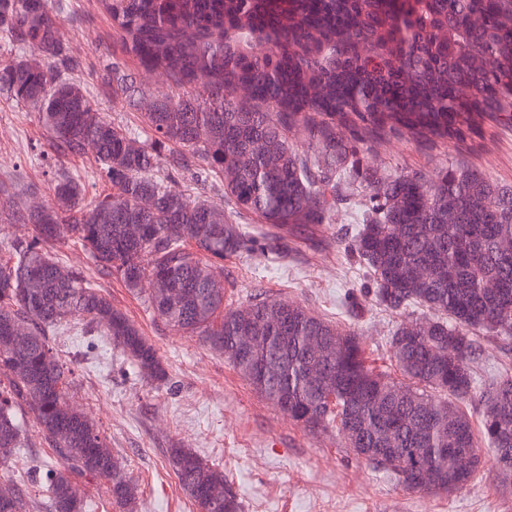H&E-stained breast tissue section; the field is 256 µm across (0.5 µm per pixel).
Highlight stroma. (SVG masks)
Returning a JSON list of instances; mask_svg holds the SVG:
<instances>
[{
    "label": "stroma",
    "mask_w": 512,
    "mask_h": 512,
    "mask_svg": "<svg viewBox=\"0 0 512 512\" xmlns=\"http://www.w3.org/2000/svg\"><path fill=\"white\" fill-rule=\"evenodd\" d=\"M54 9L65 44L85 58L78 79L101 112L148 140L139 107L99 89L102 60L120 56L129 68L140 67L136 58L124 55L102 0H55ZM49 143L37 113L0 99V181L12 183L17 201L34 195L50 199L57 170L79 174L87 198L109 191L92 155L60 157ZM359 158L361 166L392 174L473 168L512 187V128L485 125L480 136L458 147L448 142L422 148L397 135L372 145ZM351 222L349 213L336 212L316 232L329 239V247L316 250L300 239L294 258L271 252L265 240H256L251 250L225 259L227 296L237 303L260 293L300 302L311 313L355 331L369 363L395 379L399 373L389 357L388 339L400 317L371 300L358 320L343 309L347 291L359 294L371 286L342 233ZM97 283L155 345L168 372L164 384L139 374L95 323L56 339L62 359L74 364L69 388L73 403L100 426L122 474L138 485L137 512H193L169 463L167 450L176 445L223 469L244 512H512V485L501 481L493 460H486L459 492H405L361 462L336 430L309 431L261 398L223 355L161 320L145 294L113 276H98ZM25 442L24 459L0 466V491L21 480L24 464L56 461L33 424L25 426Z\"/></svg>",
    "instance_id": "obj_1"
}]
</instances>
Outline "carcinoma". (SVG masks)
Segmentation results:
<instances>
[{"mask_svg": "<svg viewBox=\"0 0 512 512\" xmlns=\"http://www.w3.org/2000/svg\"><path fill=\"white\" fill-rule=\"evenodd\" d=\"M127 54L175 90L145 104L151 143L101 115L75 79L83 68L60 37L50 0H0V97L38 114L59 156L93 147L111 192L85 204L62 171L52 203L0 206L32 225L0 260V459L22 447L26 409L60 460L45 472L49 512H79L76 478L110 483L132 512L137 486L100 431L69 400L71 369L48 338L97 321L147 377L167 380L155 347L89 273L64 271L53 248L82 242L98 272L119 277L165 322L196 336L262 398L312 430L334 427L370 468L407 491L453 493L484 465L512 475V375L482 385L480 337L512 339V187L481 171L357 172L364 145L406 135L422 146L462 143L484 123L512 125V0H413L401 35L389 0H105ZM101 84L137 106L139 75L104 61ZM243 92L251 102L239 104ZM300 125L309 151L288 132ZM348 130L341 136L338 129ZM222 178V201L175 187ZM256 215L266 240L288 239L352 208L351 251L375 302L430 315L390 338L403 385L367 364L359 338L297 302L256 295L225 304L224 259L253 239L225 213ZM162 280L165 288H152ZM493 287L488 288L486 284ZM260 339L239 349L242 332ZM482 407L480 429L461 405ZM461 454L475 459L459 473ZM168 455L195 512H243L224 472L188 448ZM41 503L24 488L0 512Z\"/></svg>", "mask_w": 512, "mask_h": 512, "instance_id": "cac0c4a2", "label": "carcinoma"}]
</instances>
